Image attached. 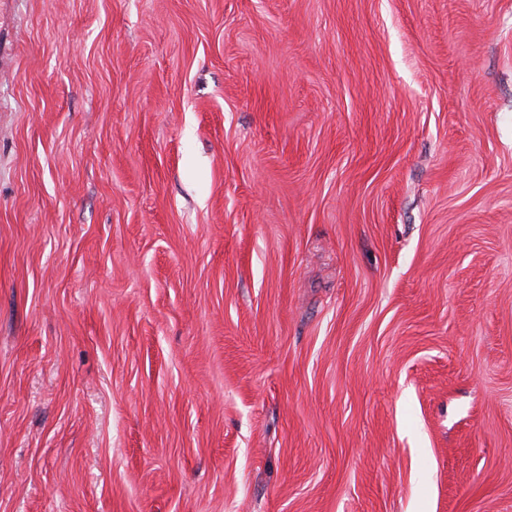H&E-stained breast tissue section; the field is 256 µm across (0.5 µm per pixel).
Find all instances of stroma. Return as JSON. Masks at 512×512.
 <instances>
[{"label":"stroma","instance_id":"35a3bbf8","mask_svg":"<svg viewBox=\"0 0 512 512\" xmlns=\"http://www.w3.org/2000/svg\"><path fill=\"white\" fill-rule=\"evenodd\" d=\"M0 512H512V0H0Z\"/></svg>","mask_w":512,"mask_h":512}]
</instances>
